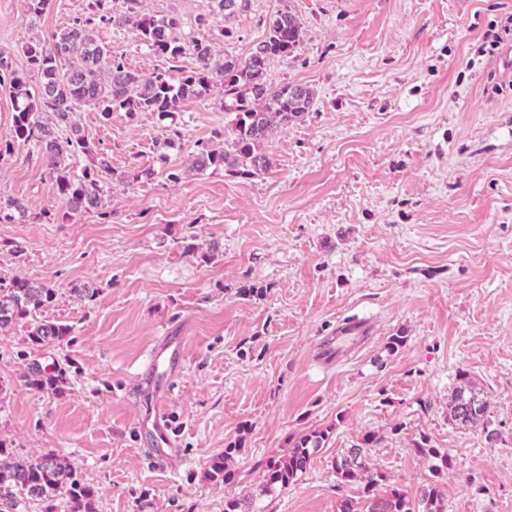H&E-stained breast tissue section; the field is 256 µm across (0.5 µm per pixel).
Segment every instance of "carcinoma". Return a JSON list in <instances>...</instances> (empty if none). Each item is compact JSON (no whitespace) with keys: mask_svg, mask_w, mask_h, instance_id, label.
Segmentation results:
<instances>
[{"mask_svg":"<svg viewBox=\"0 0 512 512\" xmlns=\"http://www.w3.org/2000/svg\"><path fill=\"white\" fill-rule=\"evenodd\" d=\"M214 12L231 17L247 7L248 0H211ZM140 0H123V13L112 15V0H92L90 13L77 17L68 27L53 34L49 43L32 38L25 43L27 65L39 79L37 90L12 70L8 59L0 57V86H8L15 112L13 128L0 136V156L27 146L42 159L56 193L67 204L61 219L74 213L103 211L101 181L109 175L122 181L125 174L112 170L108 156L96 150L94 141L77 123V111L90 107L107 120L114 112L133 117L139 112H155L168 119L181 111L190 98L202 100L218 86L224 87V110L235 113L233 125L224 131V143L198 145L192 155V169L198 173L222 169L235 177L249 178L270 167L266 151L274 133L303 117L313 104V92L302 85L284 83L272 87L268 66L273 59H288L302 40V26L295 14L275 10L269 17L267 33L246 56H233L219 50L211 39L197 36L180 39L175 31L180 18L168 14L144 17ZM118 21L153 55L168 67L143 75L112 60L108 47L98 35V24ZM195 58L197 68L185 70L179 62L185 55ZM90 158L81 174L73 173L70 161ZM24 204L0 195V222L23 221ZM58 289L21 276L0 277V331H9L28 321L25 340L36 347L61 344L72 333V326L58 320L34 321L33 313L53 303ZM69 369L55 364L33 362L27 367V386L43 393L60 395L68 384ZM489 403L467 372L459 373L448 397V419L463 426L487 424ZM327 433L306 434L283 456L271 460L264 469L268 486L283 488L307 468L311 455L323 447ZM374 437L336 457L333 468L343 484H359L369 500L367 512H444V502L436 487L424 489L417 502L393 488L383 498L374 497L382 475L371 462L367 448ZM94 488L75 479L69 461L53 450L35 458L19 455L0 441V506L13 512L20 504L38 503L42 512H96Z\"/></svg>","mask_w":512,"mask_h":512,"instance_id":"1","label":"carcinoma"}]
</instances>
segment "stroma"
Returning <instances> with one entry per match:
<instances>
[{
  "label": "stroma",
  "instance_id": "stroma-1",
  "mask_svg": "<svg viewBox=\"0 0 512 512\" xmlns=\"http://www.w3.org/2000/svg\"><path fill=\"white\" fill-rule=\"evenodd\" d=\"M88 3L50 0L33 23L25 0H0V56L26 73L25 40H50ZM284 6L303 41L271 61L269 79L308 86L314 103L272 137L267 171L184 174L196 144L234 118L219 87L183 103L181 137L163 153L155 113L80 111L116 172L155 171L103 183L102 216L58 221L63 203L36 154L0 157V193L30 214L0 223V275L53 285L56 301L36 317L73 328L41 349L26 344V324L0 333V440L23 456H68L97 512H224L236 499L257 512H341L363 493L332 463L371 432L378 496L398 487L415 499L433 485L446 512H512V79L487 83L500 57L484 43L512 0H249L228 19L211 0L140 10L177 13L180 38L204 33L243 56ZM98 36L129 69L165 66L125 26ZM82 284L93 298L71 295ZM351 320L367 342L322 363L318 342ZM166 333L184 337L186 360L170 395L179 453L158 470L131 429L139 375ZM396 335L405 343L393 350ZM32 360L67 362L64 394L26 385ZM462 371L487 397V428L448 419ZM318 430L329 436L307 470L267 486L266 463ZM422 437L448 468L415 451ZM228 448L231 478L211 477Z\"/></svg>",
  "mask_w": 512,
  "mask_h": 512
}]
</instances>
